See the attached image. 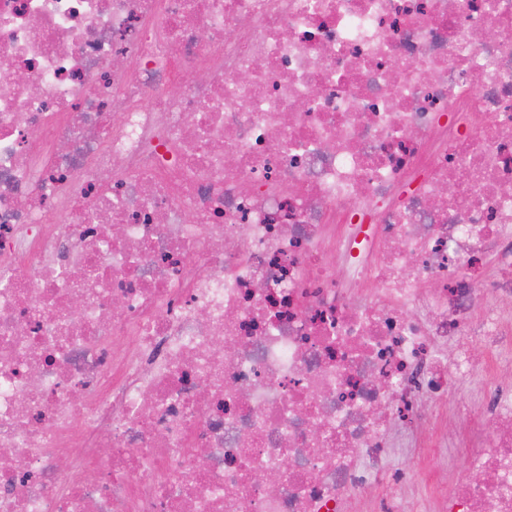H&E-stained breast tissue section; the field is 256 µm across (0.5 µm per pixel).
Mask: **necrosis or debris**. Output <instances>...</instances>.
I'll return each instance as SVG.
<instances>
[{"mask_svg":"<svg viewBox=\"0 0 512 512\" xmlns=\"http://www.w3.org/2000/svg\"><path fill=\"white\" fill-rule=\"evenodd\" d=\"M511 376L512 0H0V512H512ZM427 449L428 453L423 459H419L417 456H409L406 459V464L420 481L423 474L420 467L426 466L437 471L444 478H447L448 470H450L451 472L464 474L473 483L478 482L473 480V476L477 473L468 468L465 459L459 454L457 448L448 446V448Z\"/></svg>","mask_w":512,"mask_h":512,"instance_id":"1","label":"necrosis or debris"}]
</instances>
